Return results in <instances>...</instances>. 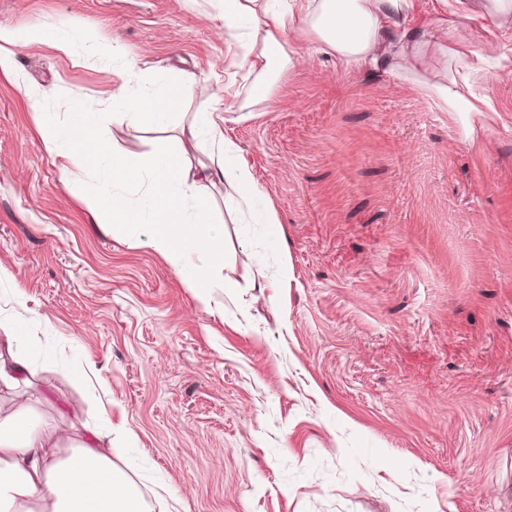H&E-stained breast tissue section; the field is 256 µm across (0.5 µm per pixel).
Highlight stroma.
<instances>
[{"label":"stroma","instance_id":"stroma-1","mask_svg":"<svg viewBox=\"0 0 512 512\" xmlns=\"http://www.w3.org/2000/svg\"><path fill=\"white\" fill-rule=\"evenodd\" d=\"M34 25L75 41L0 80V321L35 338L0 418L64 426L62 459L126 428L113 462L147 512H512V45L481 85L496 111L457 113L306 44L257 100L221 0H0V27ZM178 71L195 80L165 124L113 122L115 89ZM228 94L224 135L277 223L234 222L209 187L206 306L146 225L93 221L98 174L64 183L37 125L68 122L66 99L146 157Z\"/></svg>","mask_w":512,"mask_h":512}]
</instances>
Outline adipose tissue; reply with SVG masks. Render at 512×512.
Returning <instances> with one entry per match:
<instances>
[{"label":"adipose tissue","instance_id":"1","mask_svg":"<svg viewBox=\"0 0 512 512\" xmlns=\"http://www.w3.org/2000/svg\"><path fill=\"white\" fill-rule=\"evenodd\" d=\"M224 30L242 48V63L259 76L253 87L257 98L269 97V77L294 61L299 42L319 45L338 64L350 68L384 67L399 79L414 82L421 93L442 112H491L495 106L476 94L473 80L483 70L485 55L472 49L462 31L477 27L492 46L512 43V28L494 21L492 14L476 13L465 0H223ZM53 39L70 49L73 34L64 28L38 25L23 32L0 28V74L16 78L12 46L34 45ZM451 58L461 75L424 78L428 49ZM186 73L169 78L145 105L130 107L123 89L112 94L114 120L131 125L160 122L169 117L191 83ZM78 129L52 121L40 122L38 135L59 174L71 184L81 183L89 172H98L101 187L86 198L96 223L123 233L133 224L149 227L147 245L174 267L192 257H207L211 266L224 260L220 236L211 226V206L203 176L187 160V144L208 137L209 168L232 187L229 198L236 209L253 210L256 223H272L263 205L251 168L239 147L225 138L217 112L195 113L187 129V142L162 145L146 158L115 156L105 151L95 116L67 103ZM144 189L141 206L127 203L120 187ZM52 421H27L25 414L0 419V512H144L141 501L112 453L130 433L98 434L82 443L68 459L45 450L47 439L59 438Z\"/></svg>","mask_w":512,"mask_h":512}]
</instances>
